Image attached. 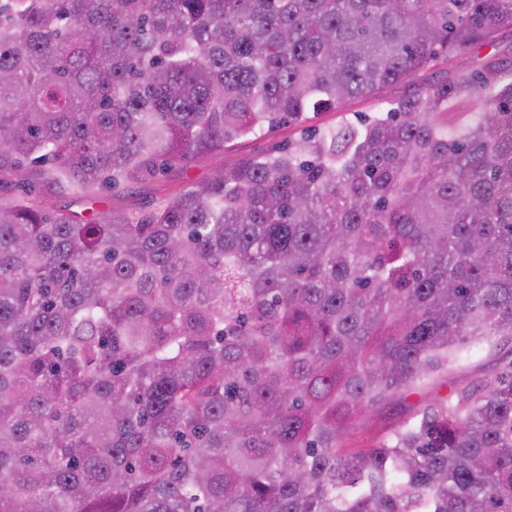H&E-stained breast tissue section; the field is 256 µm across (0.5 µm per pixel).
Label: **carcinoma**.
I'll use <instances>...</instances> for the list:
<instances>
[{"label": "carcinoma", "instance_id": "1", "mask_svg": "<svg viewBox=\"0 0 512 512\" xmlns=\"http://www.w3.org/2000/svg\"><path fill=\"white\" fill-rule=\"evenodd\" d=\"M507 32L512 0H0V512H512V370L344 445L512 337ZM284 121L140 217L55 207ZM295 131L288 123H284L267 137L237 140L229 145L231 151L229 155L244 157L262 154L275 142H287L289 138L296 135ZM511 362L510 336H497L492 346H470L459 351L454 362L442 365L410 390L357 419L347 432V445L357 448L381 442L403 422L421 419L428 407L449 398L458 389L494 378L508 370Z\"/></svg>", "mask_w": 512, "mask_h": 512}]
</instances>
